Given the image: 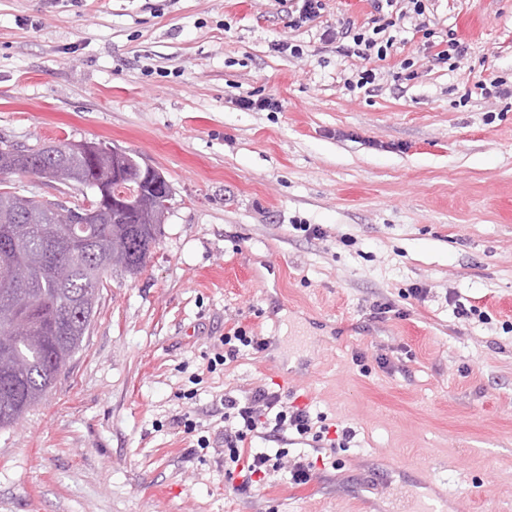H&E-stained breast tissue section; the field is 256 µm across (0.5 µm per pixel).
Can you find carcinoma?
Returning a JSON list of instances; mask_svg holds the SVG:
<instances>
[{
    "instance_id": "carcinoma-1",
    "label": "carcinoma",
    "mask_w": 512,
    "mask_h": 512,
    "mask_svg": "<svg viewBox=\"0 0 512 512\" xmlns=\"http://www.w3.org/2000/svg\"><path fill=\"white\" fill-rule=\"evenodd\" d=\"M132 174L151 184L161 177L157 171L146 174L137 155L126 154ZM81 234L99 247L96 253L61 247L70 236V225L40 211L33 200L0 192V242L11 245L0 251V282L13 277L9 295L0 293V305H21L34 318L40 335L15 337L0 325V429L13 427L31 408L38 405L57 383L63 369L83 346L79 311L72 313L76 324L64 332L56 325L57 314L72 300V295L94 282H103V259L112 255V239L137 247L127 254L129 263L144 265L151 244L161 234V225L141 223L137 212L104 213L96 224L82 225ZM57 259L70 263L73 273L67 286L55 283L48 262Z\"/></svg>"
}]
</instances>
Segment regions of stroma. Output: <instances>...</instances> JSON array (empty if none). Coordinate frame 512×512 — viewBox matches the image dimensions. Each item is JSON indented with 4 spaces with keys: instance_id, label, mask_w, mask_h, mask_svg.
I'll return each instance as SVG.
<instances>
[{
    "instance_id": "obj_1",
    "label": "stroma",
    "mask_w": 512,
    "mask_h": 512,
    "mask_svg": "<svg viewBox=\"0 0 512 512\" xmlns=\"http://www.w3.org/2000/svg\"><path fill=\"white\" fill-rule=\"evenodd\" d=\"M323 3L296 29L291 0H0V140L116 145L171 187L147 266L104 275L57 386L0 429V512H512V97L476 86L512 81V0H424L466 53L405 21L354 92L366 60L321 34L375 11ZM238 326L268 349L211 365ZM260 385L354 436L287 444L325 459L306 485L235 493L224 396Z\"/></svg>"
}]
</instances>
